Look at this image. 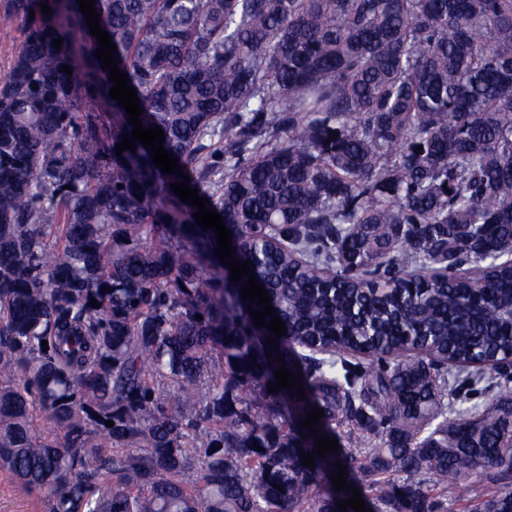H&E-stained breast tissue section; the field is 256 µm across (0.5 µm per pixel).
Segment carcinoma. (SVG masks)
I'll use <instances>...</instances> for the list:
<instances>
[{
	"instance_id": "cac0c4a2",
	"label": "carcinoma",
	"mask_w": 512,
	"mask_h": 512,
	"mask_svg": "<svg viewBox=\"0 0 512 512\" xmlns=\"http://www.w3.org/2000/svg\"><path fill=\"white\" fill-rule=\"evenodd\" d=\"M94 6L143 127L287 335L252 341L217 235L170 190L183 178L139 142L117 155L133 124L77 0H12L0 469L48 512H334L338 462L371 512H439L436 490L512 512V0ZM319 347L331 361L299 352ZM350 356L370 363L354 375ZM283 366L305 399L269 393ZM315 406L317 435L356 437L310 469Z\"/></svg>"
}]
</instances>
